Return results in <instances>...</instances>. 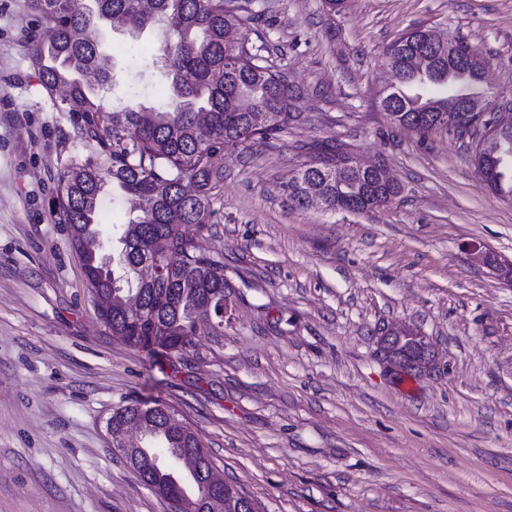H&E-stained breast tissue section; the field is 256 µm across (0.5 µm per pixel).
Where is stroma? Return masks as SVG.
<instances>
[{
  "mask_svg": "<svg viewBox=\"0 0 512 512\" xmlns=\"http://www.w3.org/2000/svg\"><path fill=\"white\" fill-rule=\"evenodd\" d=\"M250 40L286 68L300 121L224 156L203 251L234 286L220 336L151 358L100 321L55 215L81 146L41 85L30 0H0V512H165L112 446L107 420L165 402L261 512H512V204L469 134L419 138L375 94L384 48L413 26L489 62L512 110V0H252ZM340 145L387 168L399 196L366 213L291 206L281 186ZM436 352L394 373L381 336Z\"/></svg>",
  "mask_w": 512,
  "mask_h": 512,
  "instance_id": "1",
  "label": "stroma"
}]
</instances>
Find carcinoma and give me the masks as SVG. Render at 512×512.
<instances>
[{
	"label": "carcinoma",
	"mask_w": 512,
	"mask_h": 512,
	"mask_svg": "<svg viewBox=\"0 0 512 512\" xmlns=\"http://www.w3.org/2000/svg\"><path fill=\"white\" fill-rule=\"evenodd\" d=\"M30 2L50 33L31 44V56L48 95L66 90L57 107L77 118L84 148L59 174L56 216L81 254L90 294L109 301L99 318L112 333L134 337L129 346L149 355L180 352L201 334L223 335L224 320L209 318L203 304L211 299L219 308L232 297L224 254L200 251L189 228L210 223L224 181V152L269 140L301 117L287 70L271 65L250 41V17L241 14L237 0H89L82 8L74 0ZM122 26L135 46L144 32H161L140 71L160 72L161 109L134 96L114 105L103 95L114 81L116 59L104 48L102 31ZM457 44L450 51L447 35L422 28L390 43L383 56L392 61L396 80L378 91L380 106L393 125L415 126L422 140L448 116L459 128L482 125L474 164L493 193L512 204V122L491 130L492 122L464 107L481 93L456 91L454 79L481 87L485 60L476 51L473 60L462 61L459 51L469 46ZM284 191L298 208L319 201L325 211L361 213L386 204L376 171L339 151L306 165ZM120 199L131 202L132 216L112 241L125 265L111 275L99 257V218L106 204ZM90 242L97 245L94 253L85 248ZM154 259L162 273L145 280L140 265ZM131 292L143 309L136 320L126 307ZM427 345L413 334L398 353L417 356ZM154 407L116 409L117 419L143 423L141 447L154 438L163 441L143 457L140 474L169 486L177 481L167 467L180 465L184 454L212 464L198 433L181 419L165 418L168 405Z\"/></svg>",
	"instance_id": "obj_1"
}]
</instances>
